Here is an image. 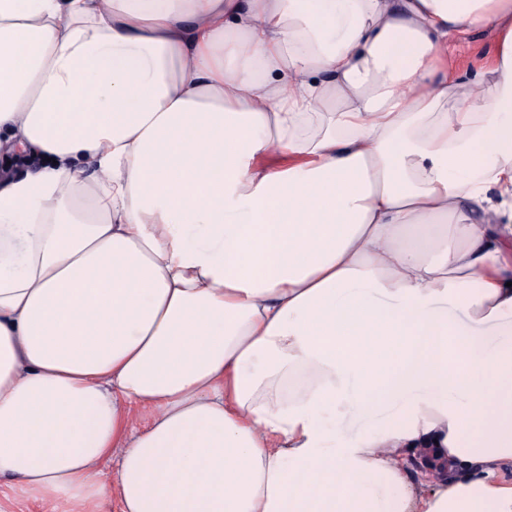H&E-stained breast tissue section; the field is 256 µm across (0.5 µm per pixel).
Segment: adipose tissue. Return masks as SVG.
Wrapping results in <instances>:
<instances>
[{
    "mask_svg": "<svg viewBox=\"0 0 512 512\" xmlns=\"http://www.w3.org/2000/svg\"><path fill=\"white\" fill-rule=\"evenodd\" d=\"M0 144V498L512 512V0H0ZM492 49L489 36L481 29L473 30L466 41L457 45L456 55L461 62L463 72L473 76L478 72L484 56ZM28 154L30 153L6 154L0 151V172L3 168H9L11 172L10 177L6 179L21 178L36 165V161ZM7 161H10V165H7ZM371 425L370 421L360 416H347L341 423L336 437L349 442L360 438L363 432Z\"/></svg>",
    "mask_w": 512,
    "mask_h": 512,
    "instance_id": "adipose-tissue-1",
    "label": "adipose tissue"
}]
</instances>
